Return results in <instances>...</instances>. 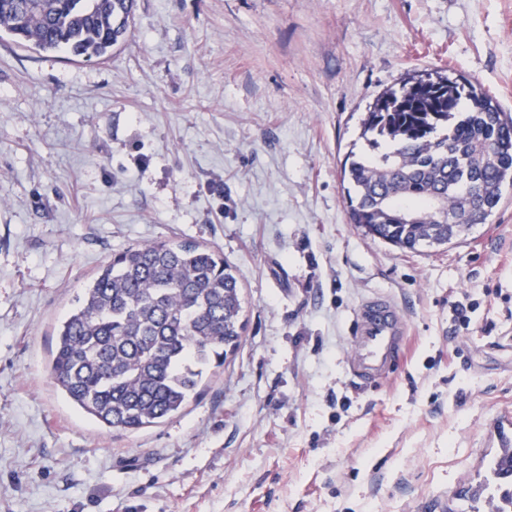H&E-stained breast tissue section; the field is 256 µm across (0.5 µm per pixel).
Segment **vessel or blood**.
I'll return each mask as SVG.
<instances>
[{
  "mask_svg": "<svg viewBox=\"0 0 512 512\" xmlns=\"http://www.w3.org/2000/svg\"><path fill=\"white\" fill-rule=\"evenodd\" d=\"M406 336L405 320L391 299H364L357 310L353 336L356 353L348 364L350 374L361 382L384 376L401 353Z\"/></svg>",
  "mask_w": 512,
  "mask_h": 512,
  "instance_id": "obj_1",
  "label": "vessel or blood"
}]
</instances>
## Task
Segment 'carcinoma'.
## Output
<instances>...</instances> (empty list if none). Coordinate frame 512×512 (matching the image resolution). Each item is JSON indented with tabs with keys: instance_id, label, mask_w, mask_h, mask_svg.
<instances>
[{
	"instance_id": "cac0c4a2",
	"label": "carcinoma",
	"mask_w": 512,
	"mask_h": 512,
	"mask_svg": "<svg viewBox=\"0 0 512 512\" xmlns=\"http://www.w3.org/2000/svg\"><path fill=\"white\" fill-rule=\"evenodd\" d=\"M135 0H0L15 42L86 60L126 41ZM368 155L343 180L350 223L402 250L450 243L490 224L512 192V113L465 77L408 74L361 119ZM239 275L224 255L165 240L124 248L56 328L51 373L101 426L137 431L181 413L245 332ZM512 471V448L491 466Z\"/></svg>"
}]
</instances>
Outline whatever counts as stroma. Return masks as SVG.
Masks as SVG:
<instances>
[{
    "label": "stroma",
    "instance_id": "35a3bbf8",
    "mask_svg": "<svg viewBox=\"0 0 512 512\" xmlns=\"http://www.w3.org/2000/svg\"><path fill=\"white\" fill-rule=\"evenodd\" d=\"M434 70L512 113V0H136L91 61L0 35V512H493L512 200L409 253L342 190L362 112ZM163 240L237 269L246 331L184 413L107 430L56 384L55 327L113 252ZM375 294L408 336L363 385Z\"/></svg>",
    "mask_w": 512,
    "mask_h": 512
}]
</instances>
